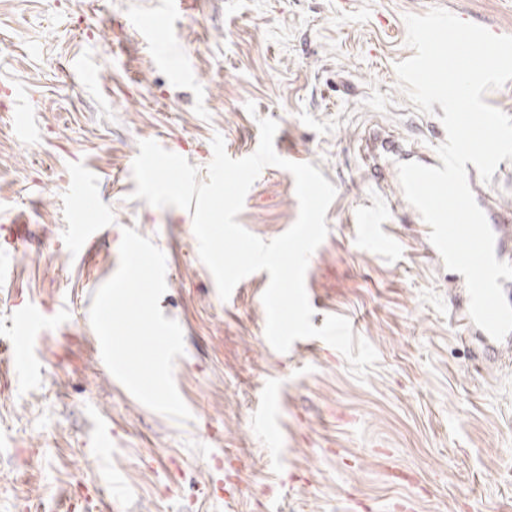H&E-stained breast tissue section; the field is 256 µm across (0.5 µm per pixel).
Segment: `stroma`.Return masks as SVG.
<instances>
[{
	"instance_id": "stroma-1",
	"label": "stroma",
	"mask_w": 512,
	"mask_h": 512,
	"mask_svg": "<svg viewBox=\"0 0 512 512\" xmlns=\"http://www.w3.org/2000/svg\"><path fill=\"white\" fill-rule=\"evenodd\" d=\"M434 7L512 35V0H188L150 38L154 0H0V512H512V368L475 369L418 225L389 222L386 253L359 232L383 206L365 128L446 139L442 107L418 112L395 70L406 15ZM262 117L277 155L336 188L305 288L314 326L346 317L375 348L366 381L318 338L267 349L263 277L221 299L191 213L132 197L139 141L203 169L217 134L254 153ZM298 214L293 175L269 166L236 220L269 241ZM81 224L97 227L83 249ZM126 227L166 256L185 422L99 358L89 310ZM24 307L43 316L35 379L7 352ZM271 385L272 435L253 420Z\"/></svg>"
}]
</instances>
